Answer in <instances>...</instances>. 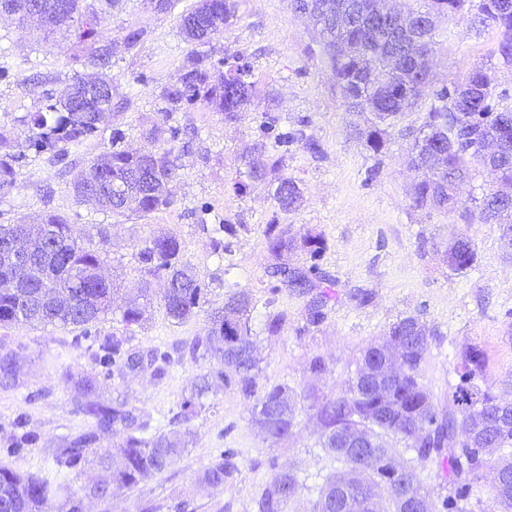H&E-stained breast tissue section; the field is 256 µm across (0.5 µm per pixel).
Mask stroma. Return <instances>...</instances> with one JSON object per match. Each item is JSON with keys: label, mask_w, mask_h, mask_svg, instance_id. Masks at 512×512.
Listing matches in <instances>:
<instances>
[{"label": "stroma", "mask_w": 512, "mask_h": 512, "mask_svg": "<svg viewBox=\"0 0 512 512\" xmlns=\"http://www.w3.org/2000/svg\"><path fill=\"white\" fill-rule=\"evenodd\" d=\"M197 3L178 0L174 10L162 13L149 0H120L108 18L114 57L106 75L124 101L122 108L105 115L98 139L70 150L66 165L29 156L15 187L0 192V224H22L48 211L67 214L85 246L105 247L102 273L123 296L139 286L137 253L145 242L162 231L177 235L186 261L208 287L209 307L223 305L225 295L237 289L251 291L257 382L262 387L285 382L299 391L336 395L353 375L362 350L392 323L414 316L431 332L423 380L438 409H447L459 382L461 357L470 348L483 353L487 381L512 393V241L503 237L500 226L477 219L467 224L455 213L411 208L407 191L416 176L408 164L412 138L394 129L381 153L364 145L356 129L365 126V118L348 112L312 23L292 11L290 0H242L237 21L216 28L201 45L186 41L179 29L180 15ZM38 27L35 20L22 25L0 16V41L10 50L14 73L10 81L0 82V131L17 147L27 134L22 117L44 106V94L60 97L74 77L97 74L70 41H41ZM135 29L142 31V40L135 49H126L125 37ZM433 41L432 81L424 104L433 102L435 90L463 81L474 66L487 68L496 91L512 104V67L500 63L496 29H476L472 11L465 10L439 19ZM201 54L216 60L240 54L250 62L254 103L238 120H225L204 103L174 110L163 100L164 88L176 83ZM266 114L281 126L303 130L320 146L313 153L296 143L283 156L280 175L295 179L304 190L302 205L291 212L280 211L266 188L244 196L233 189ZM116 128L125 134L126 149L151 143L172 149L180 171L170 185L168 206L146 216L121 217L75 203L68 189L72 172L107 150ZM174 128L179 136H171ZM273 221L292 236L316 233L326 242L318 260L301 251L289 259L291 266L304 270L318 264L333 282L334 297L319 325L305 320V296L281 287L266 273L264 230ZM221 224L232 225L233 231L224 234L226 251L219 257L211 247V231ZM462 231L475 261L471 269L457 273L448 267L444 251ZM152 288L155 298L130 345L172 353L201 333L204 318L174 323L159 300L163 280L153 281ZM361 290L371 296L364 306L355 299ZM277 312L287 320L271 336L264 324L267 315ZM78 334V328L59 324L9 329L20 373L16 387L0 389L1 465L22 474L45 472L62 437L89 428V420L73 411V388L46 364L61 353L74 370H92L85 347L73 343ZM315 356L327 366L319 377L308 371ZM212 365L209 359L186 358L160 381L148 367L124 378L103 376L100 390L105 397L126 401L152 427L166 431L176 427L180 402L193 378ZM20 417L36 441L11 455L7 445ZM189 428L187 449L167 471L109 500H86L87 512H252L254 500L278 468L294 470L306 480L289 512H309L315 486L342 468L319 447L316 418L303 404L297 407L292 436L274 447L258 436L249 403L230 387L210 393ZM388 446L399 461L415 463L433 501L451 494L445 467L417 462L400 439H389ZM228 448L238 455V474L221 487L199 483L203 470Z\"/></svg>", "instance_id": "obj_1"}]
</instances>
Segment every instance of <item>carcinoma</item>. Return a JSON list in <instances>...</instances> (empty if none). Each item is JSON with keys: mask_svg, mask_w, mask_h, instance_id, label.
<instances>
[{"mask_svg": "<svg viewBox=\"0 0 512 512\" xmlns=\"http://www.w3.org/2000/svg\"><path fill=\"white\" fill-rule=\"evenodd\" d=\"M240 0H205L180 19V30L190 41L203 42L219 22L227 23L238 13ZM118 0H104L95 9L86 0H42L41 19L49 36L76 37L89 45L88 60L99 69L112 67V41L104 37L102 27L108 10ZM356 0H291L294 11L308 6L320 15L331 14L337 24L322 33L328 64L347 108L371 115L369 125L357 129L359 137L371 150L385 147L388 129L406 113L417 109L420 97L407 101L404 91L428 80L433 55L435 23L413 35L424 13L451 17L463 9L474 11L476 27L493 26L500 40L498 55L506 66L512 65V0H422L407 4L404 10L380 8L392 28L374 22L373 14H360ZM250 66L236 63L221 71L196 59L178 81L163 90L170 104L192 109L201 102L215 106L224 119L234 121L253 104ZM94 88L77 79L71 94L45 110L24 117L28 127L25 150L12 152L11 140L0 132V191L16 184L17 169L23 166L27 152L47 154L51 163L60 164L69 148L81 147L99 136V112L92 100L80 101ZM415 138L416 162L423 170L414 181L408 198L413 208L456 212L465 222L473 220L470 209L462 206L456 195L460 182L471 173V165L493 168L500 181L512 185V148L504 154L485 152L488 144L501 138L512 142V107L501 103L493 79L482 66L471 68L460 83L443 86L434 93ZM305 141L306 149L316 153L318 145L304 139L302 131L290 132L267 117L259 125L253 152L265 155ZM172 151L150 145L137 152L115 148L97 154L73 177L70 188L79 203L90 201L100 210L124 215H147L169 205L168 185L178 177ZM280 160L270 165L246 164L243 177L234 182V190L245 195L258 185L272 188L280 210H297L304 200L303 189L292 178L269 179ZM512 217V198L490 189L483 193L479 218L484 222ZM23 232L31 254V263L17 266L13 254L0 248V328L15 324H62L82 329L83 339L94 364L100 371L75 374L63 354H57L53 367L65 384L75 389V412L92 421L91 429L70 435L53 457L52 475L20 474L0 466V512H85V500H107L130 490L144 479L161 474L185 452L190 431L172 428L149 434L150 424L125 402L107 401L98 394L99 376H124L146 366L154 376L164 378L173 363L168 353L141 351L128 346L133 327L140 324L141 308L137 300L128 301L121 310V334L91 336L90 327L112 312L115 290L112 282L98 274L103 250L89 249L80 243L68 218L49 212L33 224H0V239L14 231ZM267 272L282 285L307 295L323 282L317 264L302 271L288 265V257L297 252L315 259L325 250L324 239L308 235L300 239L266 225ZM448 267L464 272L474 261L469 239L459 234L445 251ZM142 273L141 296H149V279H164L168 288L161 305L177 324L197 316L206 303L207 286L184 260V245L173 234L162 232L151 238L137 253ZM331 292L321 290L306 305V322L312 326L324 319V308ZM252 294L243 288L225 296L224 305L211 311L203 334L188 347L192 358H210L216 367L197 376L190 393L182 398L180 418L188 422L205 408L203 398L216 383L235 389L252 403V422L264 440L275 445L287 440L297 426V393L286 384L258 388L255 341L250 325ZM395 338L405 340L406 348L392 351L387 347ZM430 333L420 321L407 316L392 324L378 342L367 347L344 389L335 396L320 398L307 395L309 408L318 423V444L343 464V470L326 476L311 503L310 512H430V492L421 484L415 466L397 460L387 448L386 437L393 435L408 444L417 460L437 458L448 464V481L454 494L442 501L449 512H465L460 502L468 499L469 477L486 465L481 445L491 442L501 450L493 468L504 475V483L491 488V512H512V401L497 393L484 378L485 358L481 351H466L458 369L459 383L452 406L440 412L433 403L422 376V365L429 352ZM398 356L405 365L381 398L376 393L378 365L385 358ZM17 356L9 347V336H0V386L13 387L19 376ZM357 427L377 442L371 453L357 454L347 447L349 431ZM120 435V460L112 454L96 451L100 435ZM92 462L109 472L108 479L77 489L71 474ZM238 472L237 453L226 449L205 469L201 481L212 487L224 485ZM303 488L290 470L275 473L270 485L256 501L254 512H288L289 505Z\"/></svg>", "mask_w": 512, "mask_h": 512, "instance_id": "1", "label": "carcinoma"}]
</instances>
